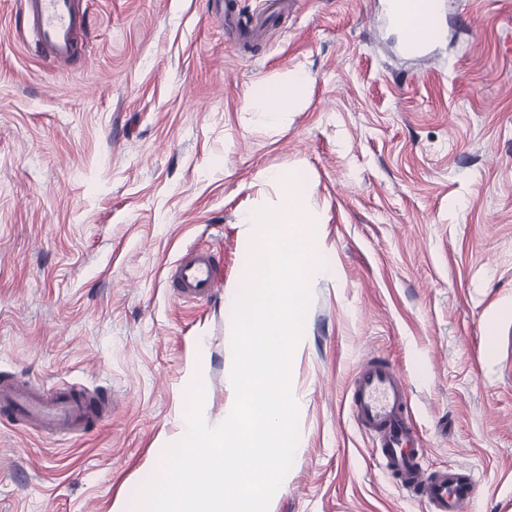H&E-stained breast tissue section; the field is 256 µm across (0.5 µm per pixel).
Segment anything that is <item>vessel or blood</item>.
Instances as JSON below:
<instances>
[{"label":"vessel or blood","instance_id":"vessel-or-blood-1","mask_svg":"<svg viewBox=\"0 0 512 512\" xmlns=\"http://www.w3.org/2000/svg\"><path fill=\"white\" fill-rule=\"evenodd\" d=\"M444 0H423L415 24L406 26V48L426 55L440 34ZM23 21L41 45L58 60L78 56L77 35L85 31L89 15L83 0H22ZM177 298L204 301L218 284L214 255L206 249L185 252L169 276ZM409 392L388 366L367 362L357 373L351 397L354 423L378 440L380 465L402 489L419 491L430 512H473L480 484L473 472L454 468L430 475L421 466L423 444L407 412ZM0 411L37 421L52 435H72L106 417L107 403L91 405L78 389L61 388L46 394L39 387L0 383Z\"/></svg>","mask_w":512,"mask_h":512}]
</instances>
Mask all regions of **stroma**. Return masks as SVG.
Masks as SVG:
<instances>
[{
	"mask_svg": "<svg viewBox=\"0 0 512 512\" xmlns=\"http://www.w3.org/2000/svg\"><path fill=\"white\" fill-rule=\"evenodd\" d=\"M377 0H291L246 38L209 0H86L78 58L54 59L0 0V380L77 386L112 404L81 436L0 424V512H114L177 441L185 394L233 407L239 211L298 174L333 269L311 286L290 391L299 448L269 512H429L353 422V378L406 381L431 473L470 468L475 512H512V0H447L446 42L418 61ZM306 98L278 125L251 85L290 71ZM220 264L209 301L176 299L187 250Z\"/></svg>",
	"mask_w": 512,
	"mask_h": 512,
	"instance_id": "stroma-1",
	"label": "stroma"
}]
</instances>
